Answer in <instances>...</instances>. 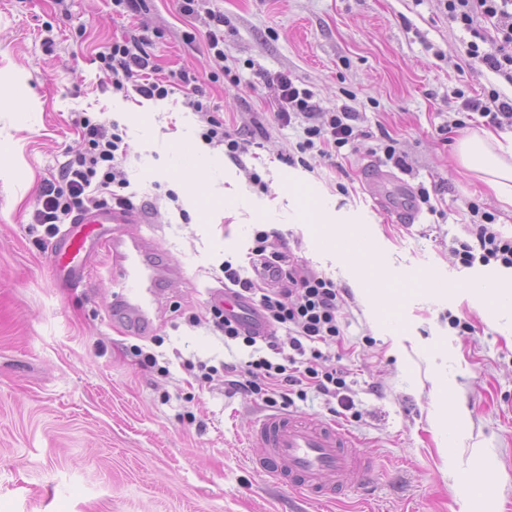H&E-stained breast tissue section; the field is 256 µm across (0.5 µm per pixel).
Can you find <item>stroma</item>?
Here are the masks:
<instances>
[{"mask_svg":"<svg viewBox=\"0 0 512 512\" xmlns=\"http://www.w3.org/2000/svg\"><path fill=\"white\" fill-rule=\"evenodd\" d=\"M67 2L64 14L54 0H0V512H471L475 487L464 477L475 471L490 484L481 512H512V317H496L466 287L480 276L512 282V270L466 268L453 254L473 234L468 201L506 234L512 212L459 172V132L446 128L460 107L454 90L512 98V83L467 54L473 32L497 41L493 24L479 16L464 30L444 0H219L224 54L240 81L206 90L228 129L259 144L238 165L201 140L181 94L123 97L95 60L112 40L160 30L150 51L162 74L203 69L204 28L178 0H148L132 18L113 12L112 0ZM280 73L325 109L352 104L370 134L363 147L284 163L299 132L267 113ZM85 111L119 123L131 145L127 192L149 221L127 232L153 237L157 255L184 268L182 280L157 290V345L109 319L110 252L95 250L82 282L57 287L51 240L32 221L42 181L79 146L73 119ZM384 133L407 154L405 179L425 186L438 209L419 224L395 223L372 205L365 162ZM250 168L265 189L249 185ZM169 189L178 202L166 199ZM311 198L356 229L347 248L310 222ZM257 224L345 291L342 364L362 417L343 425L375 473L366 485L345 480L334 503L249 467L258 404L223 374L204 382L183 367L229 359L209 321V291L224 283V260L245 264ZM366 254L393 277L382 309L350 262ZM452 314L474 333L458 335ZM135 344L168 374L135 357Z\"/></svg>","mask_w":512,"mask_h":512,"instance_id":"35a3bbf8","label":"stroma"}]
</instances>
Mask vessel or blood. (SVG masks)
<instances>
[{
    "label": "vessel or blood",
    "instance_id": "1",
    "mask_svg": "<svg viewBox=\"0 0 512 512\" xmlns=\"http://www.w3.org/2000/svg\"><path fill=\"white\" fill-rule=\"evenodd\" d=\"M368 171L375 180L374 206L392 214L398 223H419L422 211L406 180L374 165ZM144 221L142 214L110 204L85 210L71 219L49 248L51 269L61 285L82 279V261L90 248L110 251L115 260L112 306L121 311L125 326L140 336L153 324L155 287L161 280L182 273L180 265L165 257L146 262L144 252L150 247L149 240L122 230L123 225ZM209 301L243 328L262 336L268 334V324L241 293L213 288ZM247 441L253 449L249 460L255 470L317 500L334 501L346 478L365 483L374 471L373 460L361 451L357 437L342 424L325 419L268 413L250 421Z\"/></svg>",
    "mask_w": 512,
    "mask_h": 512
}]
</instances>
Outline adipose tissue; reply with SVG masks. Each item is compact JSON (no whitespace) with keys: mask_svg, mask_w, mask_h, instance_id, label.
I'll use <instances>...</instances> for the list:
<instances>
[{"mask_svg":"<svg viewBox=\"0 0 512 512\" xmlns=\"http://www.w3.org/2000/svg\"><path fill=\"white\" fill-rule=\"evenodd\" d=\"M455 157L462 171L483 182L502 207H512V139L471 129L457 139Z\"/></svg>","mask_w":512,"mask_h":512,"instance_id":"obj_1","label":"adipose tissue"}]
</instances>
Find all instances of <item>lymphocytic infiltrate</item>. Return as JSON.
I'll return each mask as SVG.
<instances>
[{
	"label": "lymphocytic infiltrate",
	"mask_w": 512,
	"mask_h": 512,
	"mask_svg": "<svg viewBox=\"0 0 512 512\" xmlns=\"http://www.w3.org/2000/svg\"><path fill=\"white\" fill-rule=\"evenodd\" d=\"M204 0H182L185 16L200 19L205 28L207 60L204 71L184 68L173 80L156 78L158 69L149 52L146 37L113 41L99 52L97 60L111 81L116 94L136 92L147 100L163 101L181 91L183 104L197 114L202 125L200 137L205 144L223 147L226 156L240 160L248 154L251 139L230 133L223 116L212 107L202 87L233 78L224 63V14L204 7ZM448 16L464 28H471L475 15L504 24L502 39L493 51H483L478 42H470L472 62L486 66L512 82V0H447ZM279 93L271 103L272 117L282 127H299L300 135L286 160L291 165L305 164L307 152L315 151L333 158L342 149H357L365 133L357 124V110L347 104L336 110L322 111L312 90L299 87L290 76L278 77ZM82 141L77 151L58 174L45 178L34 212L36 223L47 235H55L59 224L72 213L98 207L106 201L132 207L126 190L129 181L123 164L131 147L119 124L105 126L86 112L74 120ZM479 214L474 237L459 242L455 255L462 266L495 265L512 269V236L495 229V218L469 204ZM251 269L264 268L276 273L280 287L267 288L255 279L242 276L232 261H225L224 279L247 294L272 328L269 335L257 336L226 319L219 309H211V319L224 337L225 347L244 346L246 359L224 363L225 374L234 378L235 389L254 402L287 409L308 396L321 397L331 416L360 418L347 381L348 373L339 366V347L344 343L342 291L335 281L280 250L271 234L255 229L247 253ZM287 341H280V334Z\"/></svg>",
	"instance_id": "f902f5d3"
}]
</instances>
